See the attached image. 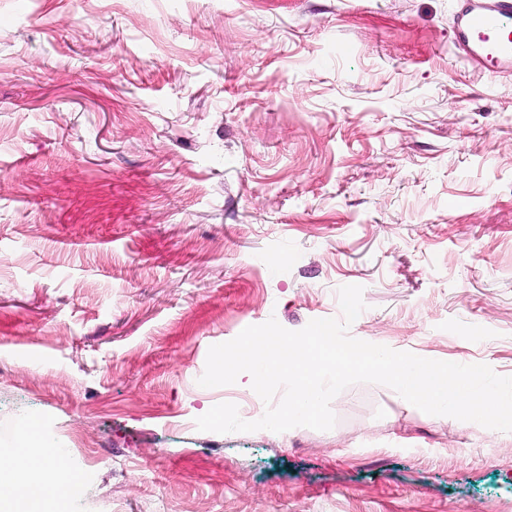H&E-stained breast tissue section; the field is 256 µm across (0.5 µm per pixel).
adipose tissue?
Listing matches in <instances>:
<instances>
[{
    "label": "adipose tissue",
    "instance_id": "obj_1",
    "mask_svg": "<svg viewBox=\"0 0 512 512\" xmlns=\"http://www.w3.org/2000/svg\"><path fill=\"white\" fill-rule=\"evenodd\" d=\"M76 483L64 453L41 436L30 419L17 454L0 456V512H57Z\"/></svg>",
    "mask_w": 512,
    "mask_h": 512
}]
</instances>
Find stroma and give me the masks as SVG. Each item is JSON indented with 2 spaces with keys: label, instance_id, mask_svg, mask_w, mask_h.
I'll use <instances>...</instances> for the list:
<instances>
[{
  "label": "stroma",
  "instance_id": "stroma-1",
  "mask_svg": "<svg viewBox=\"0 0 512 512\" xmlns=\"http://www.w3.org/2000/svg\"><path fill=\"white\" fill-rule=\"evenodd\" d=\"M456 0H0V452L67 512H512V433L355 384L335 426L198 431L276 319L512 376V69ZM21 449L0 456L1 512H56L77 478L71 473L66 454L48 445L41 424L31 418Z\"/></svg>",
  "mask_w": 512,
  "mask_h": 512
}]
</instances>
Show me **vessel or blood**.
<instances>
[{
  "instance_id": "1",
  "label": "vessel or blood",
  "mask_w": 512,
  "mask_h": 512,
  "mask_svg": "<svg viewBox=\"0 0 512 512\" xmlns=\"http://www.w3.org/2000/svg\"><path fill=\"white\" fill-rule=\"evenodd\" d=\"M466 58L490 72L512 67V0H467L455 16Z\"/></svg>"
}]
</instances>
